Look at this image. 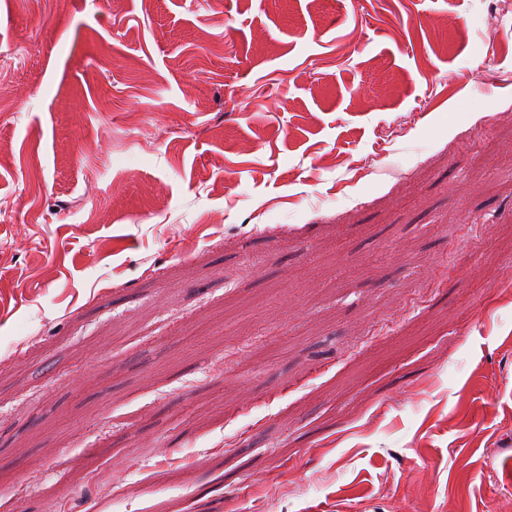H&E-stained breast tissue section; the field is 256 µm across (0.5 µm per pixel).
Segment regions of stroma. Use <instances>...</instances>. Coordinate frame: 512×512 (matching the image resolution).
Segmentation results:
<instances>
[{"label":"stroma","instance_id":"stroma-1","mask_svg":"<svg viewBox=\"0 0 512 512\" xmlns=\"http://www.w3.org/2000/svg\"><path fill=\"white\" fill-rule=\"evenodd\" d=\"M0 512H512V0H0Z\"/></svg>","mask_w":512,"mask_h":512}]
</instances>
